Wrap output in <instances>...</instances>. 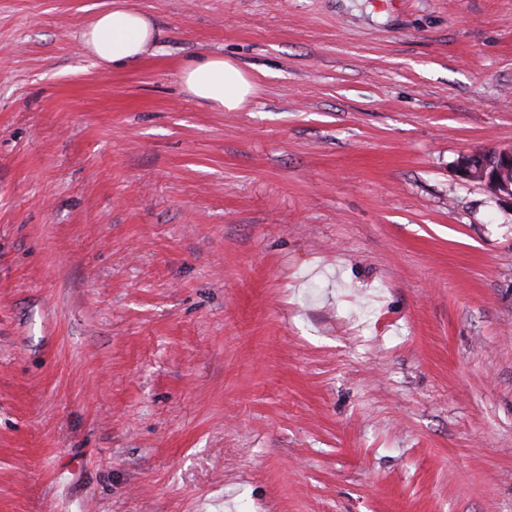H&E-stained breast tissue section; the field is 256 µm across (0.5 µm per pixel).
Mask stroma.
<instances>
[{
	"mask_svg": "<svg viewBox=\"0 0 512 512\" xmlns=\"http://www.w3.org/2000/svg\"><path fill=\"white\" fill-rule=\"evenodd\" d=\"M511 146L512 0H0V512H512ZM159 34L148 16L130 8H109L94 16L82 38L98 61L119 64L137 60ZM182 80L197 99L226 112L239 110L253 92L248 76L224 57H210L187 66ZM455 170L460 179L478 183L493 196L512 203V146L462 153Z\"/></svg>",
	"mask_w": 512,
	"mask_h": 512,
	"instance_id": "1",
	"label": "stroma"
}]
</instances>
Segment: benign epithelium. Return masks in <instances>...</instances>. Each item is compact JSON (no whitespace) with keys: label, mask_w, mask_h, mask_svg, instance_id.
<instances>
[{"label":"benign epithelium","mask_w":512,"mask_h":512,"mask_svg":"<svg viewBox=\"0 0 512 512\" xmlns=\"http://www.w3.org/2000/svg\"><path fill=\"white\" fill-rule=\"evenodd\" d=\"M455 170L460 179L483 186L499 199L512 201V146L462 153Z\"/></svg>","instance_id":"benign-epithelium-1"}]
</instances>
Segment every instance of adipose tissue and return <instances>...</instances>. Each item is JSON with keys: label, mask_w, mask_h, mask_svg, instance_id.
<instances>
[{"label": "adipose tissue", "mask_w": 512, "mask_h": 512, "mask_svg": "<svg viewBox=\"0 0 512 512\" xmlns=\"http://www.w3.org/2000/svg\"><path fill=\"white\" fill-rule=\"evenodd\" d=\"M158 36L153 21L130 8L98 12L82 34L86 48L98 61L107 64L137 60ZM182 80L197 99L227 112L239 110L253 92L248 76L232 61L221 57L187 66Z\"/></svg>", "instance_id": "obj_1"}]
</instances>
